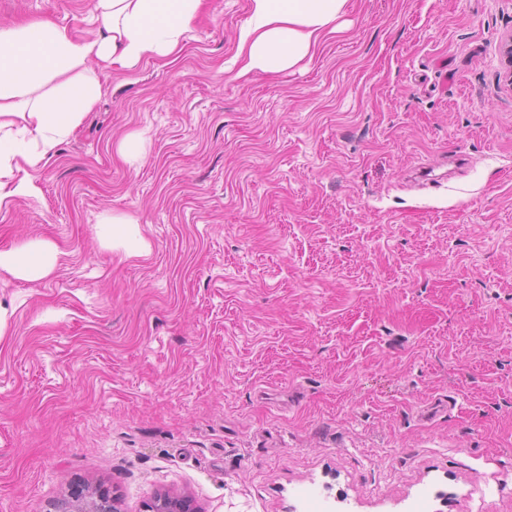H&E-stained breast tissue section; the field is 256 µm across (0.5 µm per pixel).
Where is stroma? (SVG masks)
I'll return each mask as SVG.
<instances>
[{"label":"stroma","mask_w":512,"mask_h":512,"mask_svg":"<svg viewBox=\"0 0 512 512\" xmlns=\"http://www.w3.org/2000/svg\"><path fill=\"white\" fill-rule=\"evenodd\" d=\"M94 2L0 0V26L82 34ZM250 15L206 0L181 51L108 74L0 204V251L60 252L0 273V512L98 481L119 512H512V0H349L243 81ZM112 215L141 255L101 243ZM137 221L127 216L108 217L102 224H98V236L100 240L111 242L117 238L127 240L126 254L132 256L140 252L144 247V241L138 236ZM58 254L53 243L33 240L21 248L0 251V271L28 281L39 280L53 271ZM149 512H201L193 500L184 494L163 492L157 494L151 501Z\"/></svg>","instance_id":"stroma-1"}]
</instances>
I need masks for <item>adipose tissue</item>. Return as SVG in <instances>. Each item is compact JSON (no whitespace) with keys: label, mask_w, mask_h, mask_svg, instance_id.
<instances>
[{"label":"adipose tissue","mask_w":512,"mask_h":512,"mask_svg":"<svg viewBox=\"0 0 512 512\" xmlns=\"http://www.w3.org/2000/svg\"><path fill=\"white\" fill-rule=\"evenodd\" d=\"M349 0H252L238 37L236 76L292 68L342 30ZM203 0H95V27L74 36L50 21L0 27V201L32 194L20 164L51 158L92 109L107 72L179 52ZM59 251L46 240L0 251V271L35 281L54 269Z\"/></svg>","instance_id":"adipose-tissue-1"}]
</instances>
